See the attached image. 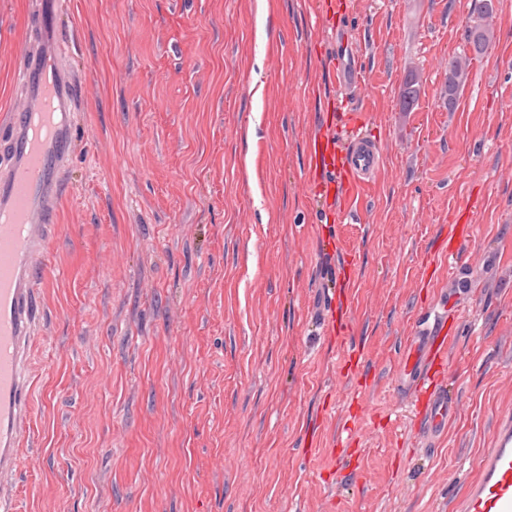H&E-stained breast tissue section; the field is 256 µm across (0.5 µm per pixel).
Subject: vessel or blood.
Instances as JSON below:
<instances>
[{"instance_id":"b4317fda","label":"vessel or blood","mask_w":512,"mask_h":512,"mask_svg":"<svg viewBox=\"0 0 512 512\" xmlns=\"http://www.w3.org/2000/svg\"><path fill=\"white\" fill-rule=\"evenodd\" d=\"M64 0H40L38 23L26 64L16 70L20 106L11 109L7 160L0 166V512H13L14 478L30 417L34 379L28 357L43 309L40 272L47 264L46 233L61 196L74 135L76 82L64 63L66 46L54 28ZM337 90L358 83L354 57L332 71ZM315 155L332 180L356 189L381 161L379 145L358 131L345 142H319ZM452 338L440 316L421 323L402 385L423 405L429 435L442 433L457 404L431 369ZM456 512H512V418L502 419L494 446L482 458L477 478L455 505Z\"/></svg>"}]
</instances>
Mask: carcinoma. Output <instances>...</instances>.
Returning a JSON list of instances; mask_svg holds the SVG:
<instances>
[{"label":"carcinoma","mask_w":512,"mask_h":512,"mask_svg":"<svg viewBox=\"0 0 512 512\" xmlns=\"http://www.w3.org/2000/svg\"><path fill=\"white\" fill-rule=\"evenodd\" d=\"M498 0H470L469 17L463 29L460 50L448 59V74L443 86V99L453 111L469 79L471 60L488 53L496 42L490 19L496 13ZM423 88L419 69L408 67L398 88L399 111L410 112Z\"/></svg>","instance_id":"cac0c4a2"}]
</instances>
